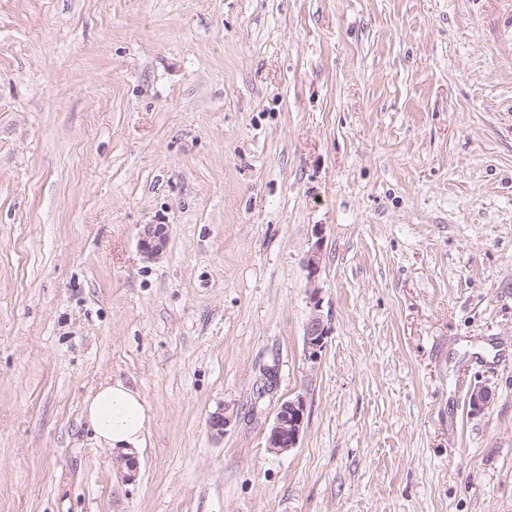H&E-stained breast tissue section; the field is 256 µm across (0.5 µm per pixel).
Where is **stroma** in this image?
<instances>
[{
    "label": "stroma",
    "mask_w": 512,
    "mask_h": 512,
    "mask_svg": "<svg viewBox=\"0 0 512 512\" xmlns=\"http://www.w3.org/2000/svg\"><path fill=\"white\" fill-rule=\"evenodd\" d=\"M511 25L0 0V512H512ZM109 380L149 409L128 477L82 420ZM167 244V225L146 224L140 232L139 248L141 253L154 258L162 254ZM328 329L321 316L314 312L309 319L305 332V346L310 359H316L318 353L324 347ZM306 403L302 397L281 402L267 436L268 448L282 454L296 448L305 426Z\"/></svg>",
    "instance_id": "1"
}]
</instances>
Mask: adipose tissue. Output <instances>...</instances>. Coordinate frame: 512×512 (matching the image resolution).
Returning <instances> with one entry per match:
<instances>
[{
  "label": "adipose tissue",
  "mask_w": 512,
  "mask_h": 512,
  "mask_svg": "<svg viewBox=\"0 0 512 512\" xmlns=\"http://www.w3.org/2000/svg\"><path fill=\"white\" fill-rule=\"evenodd\" d=\"M82 418L99 445L124 451L144 445L149 419L146 402L123 382L99 384L86 397Z\"/></svg>",
  "instance_id": "adipose-tissue-1"
}]
</instances>
